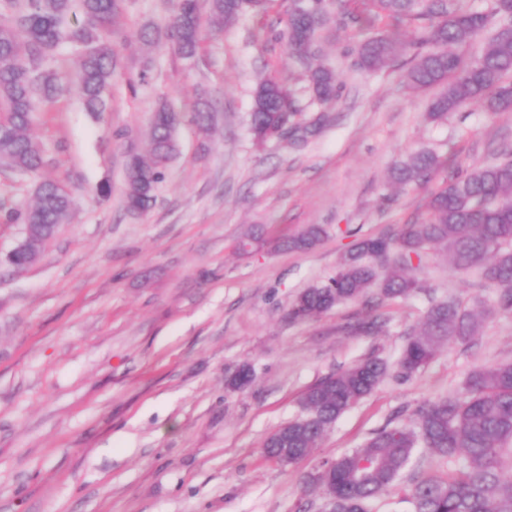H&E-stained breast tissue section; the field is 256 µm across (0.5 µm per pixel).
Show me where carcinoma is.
<instances>
[{
  "label": "carcinoma",
  "instance_id": "carcinoma-1",
  "mask_svg": "<svg viewBox=\"0 0 512 512\" xmlns=\"http://www.w3.org/2000/svg\"><path fill=\"white\" fill-rule=\"evenodd\" d=\"M212 22L231 23L250 13L263 23L279 9L283 27L274 38L305 69L313 103L322 106L337 94L336 73L311 65L318 54L320 29L341 30L353 23L364 30L386 16L413 23L400 37L376 36L361 41L356 65L382 71L410 56L407 80L415 88L441 91L430 103L427 119L439 122L472 102L488 114L512 110V0H493L488 12L471 10L466 0H360L351 9L345 0H207ZM200 0H174L165 39L187 63L195 60L203 39ZM119 0H0V160L19 176L36 174L45 164L43 150L29 131L40 99L58 93L51 78L54 51L61 44L76 49L81 69L72 89L86 111L107 110L106 93L116 63L112 35ZM493 32L476 59L450 50ZM301 109L274 77L258 85L251 112L254 143L265 146L288 126L296 137H309L321 120L303 126ZM183 114L166 102L150 118V152L131 154L126 162L125 208L149 209L157 184L176 157L175 132ZM441 167L430 152H418L395 167L398 184H427ZM75 201L67 188L44 181L36 203L8 212L7 219L28 228L34 259L59 225L68 222ZM427 217L382 236L363 237L340 260L336 276L322 287L302 293L288 309V318L309 320L334 307L361 302L373 308L405 298L424 285L416 278L414 261L431 247L441 249L460 273L481 271L478 288L497 291L494 309L479 296L469 302L431 300L421 327L408 333L396 364V378L409 379L429 365L447 342L462 343L479 335L492 313L512 312V158L477 167L443 181L427 196ZM324 230L311 225L283 245L308 250ZM390 369L379 358H365L310 386L301 398L302 414L288 422L293 457L311 454L324 435L353 405L368 397ZM448 462L465 456L461 468L445 475L417 479L405 488L412 512H512V477L503 473L504 457L512 458V361L473 370L452 395L424 402L412 411L410 424L384 427L362 446L327 459L332 512H371L377 495L399 484L418 447Z\"/></svg>",
  "mask_w": 512,
  "mask_h": 512
}]
</instances>
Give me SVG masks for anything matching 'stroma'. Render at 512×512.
<instances>
[{
	"label": "stroma",
	"mask_w": 512,
	"mask_h": 512,
	"mask_svg": "<svg viewBox=\"0 0 512 512\" xmlns=\"http://www.w3.org/2000/svg\"><path fill=\"white\" fill-rule=\"evenodd\" d=\"M172 7L121 0L111 109L101 117L71 92L79 62L58 48L63 91L41 103L31 128L47 164L29 179L0 166L6 207L32 204L42 178L77 199L26 269L6 261L22 227L0 215V512H321L320 492L305 482L321 460L407 422L471 370L512 360V313H500L470 345L449 342L410 380L386 379L309 458L283 466L265 456V438L300 414L310 385L369 356L395 363L429 294L373 311L345 304L304 322L289 320L290 304L327 284L358 238L423 219L428 190L391 184L396 162L431 150L450 177L512 154V112L491 118L473 103L428 121L434 93L408 84V59L358 70L360 37L350 30L321 34L338 93L320 110L302 69L251 15L207 27L186 64L163 37ZM271 73L292 91L301 123L325 113L306 142L255 146L253 94ZM201 99L213 114L206 131L189 119ZM162 100L185 115L180 151L154 204L132 215L125 163L148 152ZM311 224L327 231L317 246L277 248ZM250 233L256 242L240 251ZM417 275L439 297L473 293L474 276L435 250ZM367 315L374 331L348 332ZM244 365L252 384L228 388Z\"/></svg>",
	"instance_id": "1"
}]
</instances>
